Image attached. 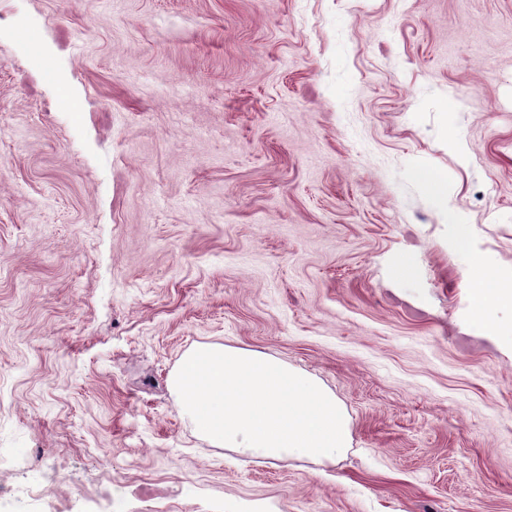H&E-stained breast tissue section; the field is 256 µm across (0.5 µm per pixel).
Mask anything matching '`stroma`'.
Here are the masks:
<instances>
[{"label":"stroma","instance_id":"obj_1","mask_svg":"<svg viewBox=\"0 0 512 512\" xmlns=\"http://www.w3.org/2000/svg\"><path fill=\"white\" fill-rule=\"evenodd\" d=\"M0 18L56 64L0 36V512H512V0ZM201 344L332 394L336 462L213 446Z\"/></svg>","mask_w":512,"mask_h":512}]
</instances>
